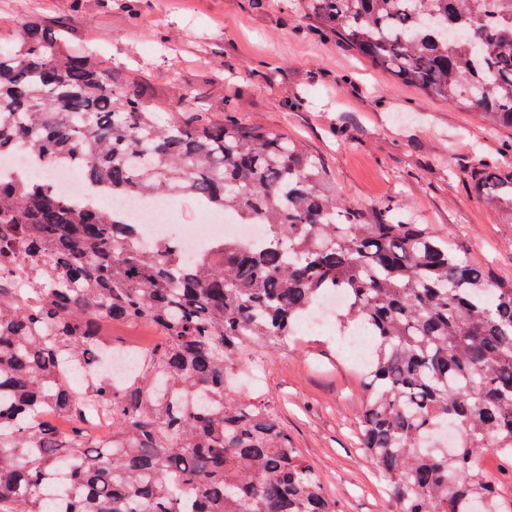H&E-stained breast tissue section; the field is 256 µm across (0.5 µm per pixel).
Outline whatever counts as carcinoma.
<instances>
[{"label": "carcinoma", "mask_w": 512, "mask_h": 512, "mask_svg": "<svg viewBox=\"0 0 512 512\" xmlns=\"http://www.w3.org/2000/svg\"><path fill=\"white\" fill-rule=\"evenodd\" d=\"M313 30L422 96L512 129V0H300ZM78 166L119 199L187 197L267 225L254 249L226 241L186 261L145 251L95 203L47 184L0 180V512H339L294 448L277 408L227 391L242 353L282 346L331 290L341 328L373 348L362 447L397 512H512L478 467L512 457V282L492 285L452 236L410 223L396 202L336 193L304 144L244 125L236 106L164 123L134 84L22 24L0 45V156ZM478 197L512 223V162L472 157ZM107 319L146 323L157 346L103 339ZM133 361L94 370L107 348ZM78 367L84 389L57 368ZM112 417L102 443L90 428ZM464 428L448 450L429 437Z\"/></svg>", "instance_id": "1"}]
</instances>
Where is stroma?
Returning a JSON list of instances; mask_svg holds the SVG:
<instances>
[{
  "instance_id": "stroma-1",
  "label": "stroma",
  "mask_w": 512,
  "mask_h": 512,
  "mask_svg": "<svg viewBox=\"0 0 512 512\" xmlns=\"http://www.w3.org/2000/svg\"><path fill=\"white\" fill-rule=\"evenodd\" d=\"M62 26L69 48L138 85L163 119L180 118L184 87L211 115L234 103L241 122L286 134L322 160L337 191L372 208L394 200L413 223L452 233L490 272L512 281V224L466 186L474 152L496 151L512 130L422 99L348 46L300 27L288 0H0V43L19 24ZM309 91L290 111L288 91ZM344 123L343 139L332 133ZM343 339L300 333L277 350L253 348L234 389L279 408L295 448L319 470L339 512H396L355 424L363 382Z\"/></svg>"
}]
</instances>
